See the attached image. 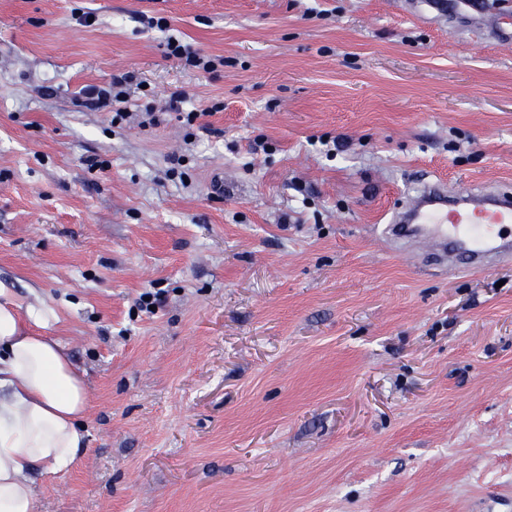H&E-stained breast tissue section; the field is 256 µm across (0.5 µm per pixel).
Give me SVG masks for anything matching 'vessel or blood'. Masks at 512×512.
<instances>
[{"instance_id": "obj_1", "label": "vessel or blood", "mask_w": 512, "mask_h": 512, "mask_svg": "<svg viewBox=\"0 0 512 512\" xmlns=\"http://www.w3.org/2000/svg\"><path fill=\"white\" fill-rule=\"evenodd\" d=\"M385 232L415 242L449 271L492 272L512 263V195L491 188L452 193L427 177L391 212Z\"/></svg>"}]
</instances>
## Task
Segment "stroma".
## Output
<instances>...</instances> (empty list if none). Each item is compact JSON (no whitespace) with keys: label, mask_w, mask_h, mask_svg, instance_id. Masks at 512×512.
<instances>
[{"label":"stroma","mask_w":512,"mask_h":512,"mask_svg":"<svg viewBox=\"0 0 512 512\" xmlns=\"http://www.w3.org/2000/svg\"><path fill=\"white\" fill-rule=\"evenodd\" d=\"M477 23L467 0H0V286L55 311L90 395L37 512H512V265L377 239L418 176L512 188V50ZM124 72L128 111L182 91L209 131L84 105ZM166 46L168 56L180 60L185 66H191L207 72L215 68L212 59L188 51L176 37L169 36Z\"/></svg>","instance_id":"stroma-1"}]
</instances>
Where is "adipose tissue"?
I'll use <instances>...</instances> for the list:
<instances>
[{
  "label": "adipose tissue",
  "mask_w": 512,
  "mask_h": 512,
  "mask_svg": "<svg viewBox=\"0 0 512 512\" xmlns=\"http://www.w3.org/2000/svg\"><path fill=\"white\" fill-rule=\"evenodd\" d=\"M55 321L0 287V512H35L34 469L67 470L87 444V382Z\"/></svg>",
  "instance_id": "ef3b65f1"
}]
</instances>
